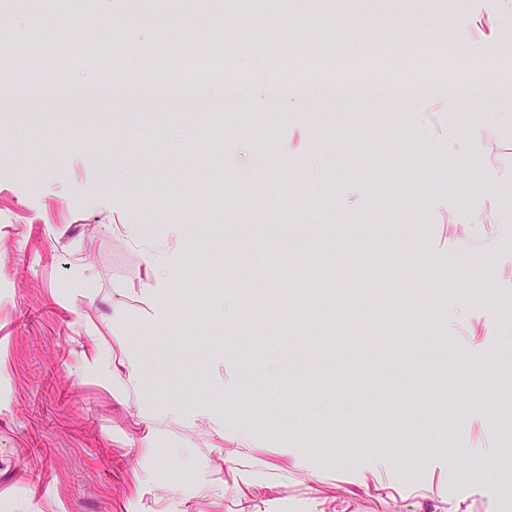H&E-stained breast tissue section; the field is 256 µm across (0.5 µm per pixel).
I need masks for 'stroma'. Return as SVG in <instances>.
<instances>
[{"label": "stroma", "mask_w": 512, "mask_h": 512, "mask_svg": "<svg viewBox=\"0 0 512 512\" xmlns=\"http://www.w3.org/2000/svg\"><path fill=\"white\" fill-rule=\"evenodd\" d=\"M1 31L83 63L0 73V512H512V0H29ZM248 42L206 102L122 90ZM301 46L420 92L313 91ZM119 48L149 53L120 80ZM197 413H190L175 406L165 404H154L143 407L139 410L138 416L141 420L149 422L150 419L164 418L173 423H183L194 418Z\"/></svg>", "instance_id": "35a3bbf8"}]
</instances>
